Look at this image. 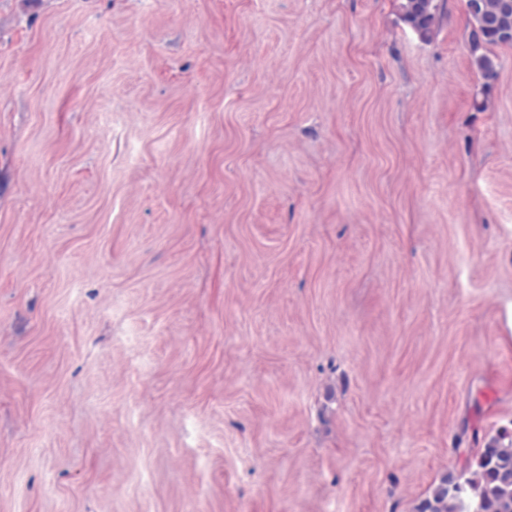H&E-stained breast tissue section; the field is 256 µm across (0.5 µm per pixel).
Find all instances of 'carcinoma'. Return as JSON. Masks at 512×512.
<instances>
[{
	"label": "carcinoma",
	"instance_id": "carcinoma-1",
	"mask_svg": "<svg viewBox=\"0 0 512 512\" xmlns=\"http://www.w3.org/2000/svg\"><path fill=\"white\" fill-rule=\"evenodd\" d=\"M469 20L475 23L472 38L474 64L483 76L495 71L494 59L480 52L489 45L512 46V0H467ZM402 20L423 41L433 38L437 23L435 0H405ZM471 478L466 486L476 501V512H512V435L504 430L488 440L469 461ZM463 491L451 474L442 475L413 512H463Z\"/></svg>",
	"mask_w": 512,
	"mask_h": 512
}]
</instances>
